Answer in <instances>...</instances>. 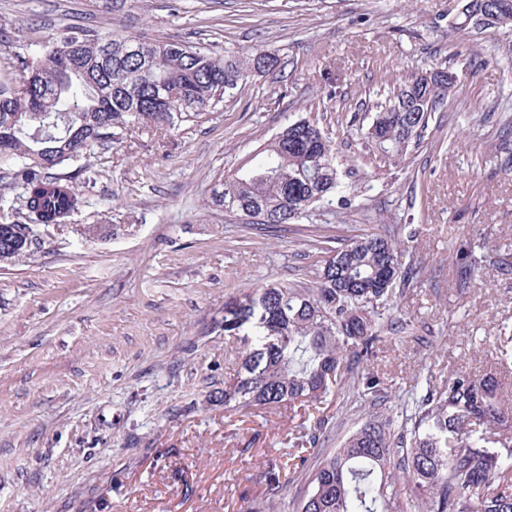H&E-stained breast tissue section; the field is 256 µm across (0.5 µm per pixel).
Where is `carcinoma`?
Listing matches in <instances>:
<instances>
[{"label": "carcinoma", "instance_id": "obj_1", "mask_svg": "<svg viewBox=\"0 0 512 512\" xmlns=\"http://www.w3.org/2000/svg\"><path fill=\"white\" fill-rule=\"evenodd\" d=\"M490 10L488 28L512 24V0H471ZM264 49L217 55L182 40H156L64 26L21 62L16 83L0 84V162L15 161L21 189L17 218L0 223V261L32 251V227L67 224L86 204L74 177L57 172L93 145L124 132L161 134L199 123L255 69L275 66ZM431 67L394 89L377 106L369 135L397 158L421 137L455 81ZM340 182L335 148L319 123L288 122L249 161L212 190V205L240 215L268 214L258 225L292 224L332 201ZM327 253L311 288L269 283L224 303V332L239 337L240 365L224 382V407L302 411L353 379L357 396L378 406L388 387L364 369L379 344L414 336L411 321L379 312L413 286L420 269L402 250L366 233ZM459 287L475 276L471 245L460 241ZM328 419L300 423L287 460L263 473L265 498L248 512H270L289 475L309 458L319 463L297 512H512V404L492 374H454L426 385L399 412L375 411L334 451L319 448Z\"/></svg>", "mask_w": 512, "mask_h": 512}]
</instances>
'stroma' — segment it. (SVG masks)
Instances as JSON below:
<instances>
[{
    "mask_svg": "<svg viewBox=\"0 0 512 512\" xmlns=\"http://www.w3.org/2000/svg\"><path fill=\"white\" fill-rule=\"evenodd\" d=\"M457 0H0V81L60 26L190 40L221 53L275 50L202 123L158 137L134 129L70 173L97 184L70 223L40 226L31 256L0 263V512H245L261 469L291 449L287 408L228 409L217 396L239 360L225 301L264 282L307 284L322 258L371 231L422 269L394 308L426 346L396 339L372 365L397 396L455 373L512 384L497 350L512 330V26L457 33ZM448 64L458 82L418 146L384 158L367 139L377 102ZM318 119L341 190L297 223L259 234L209 206L287 121ZM95 224L115 234L86 241ZM469 239L466 289L453 249ZM345 390L310 407L338 447L370 413Z\"/></svg>",
    "mask_w": 512,
    "mask_h": 512,
    "instance_id": "stroma-1",
    "label": "stroma"
}]
</instances>
